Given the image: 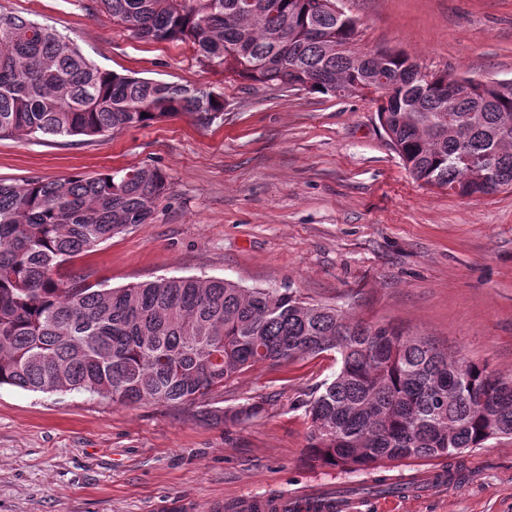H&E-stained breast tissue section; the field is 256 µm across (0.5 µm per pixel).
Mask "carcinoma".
<instances>
[{
    "label": "carcinoma",
    "instance_id": "cac0c4a2",
    "mask_svg": "<svg viewBox=\"0 0 512 512\" xmlns=\"http://www.w3.org/2000/svg\"><path fill=\"white\" fill-rule=\"evenodd\" d=\"M135 38L189 41L206 67L281 86L280 64L313 92L382 91L378 120L405 168L459 197L512 187V83L448 94L401 52L358 54V22L331 0H101ZM224 98L106 71L52 27L0 12V140L96 137L180 115L210 123ZM170 183L149 166L44 182H0V386L86 392L114 403L192 404L248 369L330 352L336 372L302 403L312 469L374 473L346 495H396L382 471L448 463L512 436V379L453 359L424 336L371 325L289 288L167 278L104 288L64 274L72 259L154 215ZM256 403L224 411L240 423Z\"/></svg>",
    "mask_w": 512,
    "mask_h": 512
}]
</instances>
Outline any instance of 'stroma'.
I'll return each mask as SVG.
<instances>
[{"instance_id": "1", "label": "stroma", "mask_w": 512, "mask_h": 512, "mask_svg": "<svg viewBox=\"0 0 512 512\" xmlns=\"http://www.w3.org/2000/svg\"><path fill=\"white\" fill-rule=\"evenodd\" d=\"M362 49H401L429 71L512 78V0H343ZM52 25L101 69L203 87L222 119L186 116L97 137L0 140V180L132 167L166 174L153 220L75 258L109 288L161 278L289 286L374 325L429 337L512 377V189L460 198L417 181L366 96L253 86L204 67L191 43L141 41L100 0H0ZM333 355L262 364L203 403L120 405L84 392L0 386V512H232L241 497L346 484L305 463L300 403ZM248 424L213 413L247 402ZM460 480L363 496L361 512H512V438L459 458Z\"/></svg>"}]
</instances>
